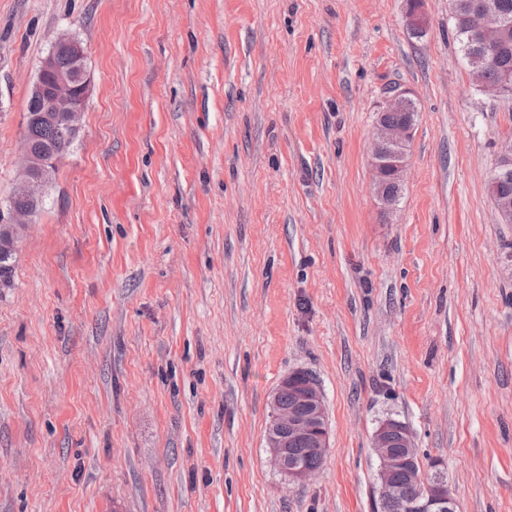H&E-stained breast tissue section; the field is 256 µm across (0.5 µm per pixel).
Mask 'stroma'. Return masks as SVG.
I'll list each match as a JSON object with an SVG mask.
<instances>
[{"label": "stroma", "mask_w": 512, "mask_h": 512, "mask_svg": "<svg viewBox=\"0 0 512 512\" xmlns=\"http://www.w3.org/2000/svg\"><path fill=\"white\" fill-rule=\"evenodd\" d=\"M0 0V208L62 31L82 128L0 290V512H374L392 417L457 512H512V103L474 88L449 0ZM418 116L372 191L388 86ZM312 371L330 447L291 486L264 434ZM405 23L411 32L426 30L428 20L424 11V0H405ZM410 92L405 88L388 91L382 112H379L373 131L372 167L374 171L373 191L384 213H391L398 205L405 184V174L409 166V146L413 137L416 111L406 112L411 103ZM407 114L405 121L400 114ZM390 120V121H389ZM392 186L398 189L392 191ZM398 196V203L395 194Z\"/></svg>", "instance_id": "1"}]
</instances>
